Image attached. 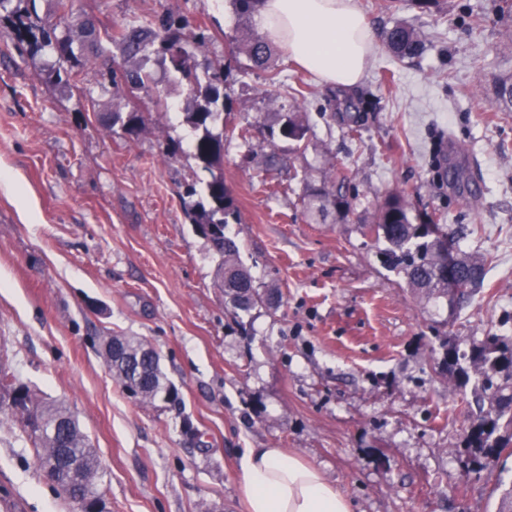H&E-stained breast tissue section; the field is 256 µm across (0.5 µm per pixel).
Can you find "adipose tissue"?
<instances>
[{
    "mask_svg": "<svg viewBox=\"0 0 512 512\" xmlns=\"http://www.w3.org/2000/svg\"><path fill=\"white\" fill-rule=\"evenodd\" d=\"M256 21L293 62L345 90L363 79L376 48L356 0H264ZM239 469L247 512H354L321 467L285 449H245Z\"/></svg>",
    "mask_w": 512,
    "mask_h": 512,
    "instance_id": "ef3b65f1",
    "label": "adipose tissue"
}]
</instances>
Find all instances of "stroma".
<instances>
[{
  "label": "stroma",
  "instance_id": "stroma-1",
  "mask_svg": "<svg viewBox=\"0 0 512 512\" xmlns=\"http://www.w3.org/2000/svg\"><path fill=\"white\" fill-rule=\"evenodd\" d=\"M358 5L378 47L353 89L319 83L279 47L267 67L233 69L224 86L219 171L239 214L226 234L256 285L282 294L278 309L238 324L214 286L218 258L184 212L185 182L211 179L193 155L185 85L151 58L168 110L127 135L106 121L125 107L123 89L102 87L91 69L75 85L50 82L68 61L31 52L0 10V174L14 184L0 189V364L78 419L106 512H245L247 448L324 467L356 512H498L512 487V455L467 467L466 395L435 368L439 334L512 336V112L492 109L512 49L494 0H447L432 14L410 0L384 12L374 0ZM36 9L60 36L88 20L100 29L157 12L187 19L207 29L193 52L200 71L232 38L260 32L230 0H72L63 17L52 0ZM401 20L423 33L421 56L387 51ZM274 80L284 90L271 96ZM302 83L306 148L270 144L288 87ZM244 127L246 145L231 136ZM303 170L305 184L293 178ZM340 172L351 212H307L305 185ZM400 189L413 223L460 228L459 248L490 260L482 290L456 312L384 270V241L359 231ZM108 334L155 348L179 404L127 396L99 353ZM2 500L17 512H81L44 481L17 422L0 412Z\"/></svg>",
  "mask_w": 512,
  "mask_h": 512
}]
</instances>
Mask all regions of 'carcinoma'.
Listing matches in <instances>:
<instances>
[{"instance_id":"1","label":"carcinoma","mask_w":512,"mask_h":512,"mask_svg":"<svg viewBox=\"0 0 512 512\" xmlns=\"http://www.w3.org/2000/svg\"><path fill=\"white\" fill-rule=\"evenodd\" d=\"M13 17L20 40L27 42L31 50L53 45L56 35L51 25L35 24L26 9L14 11ZM102 37L117 45L125 59L147 58L153 54L161 57L162 63L190 91L191 107L186 113V122L195 134V158L206 170L221 165L224 157V82L231 66L239 63L241 56L256 67L267 63L269 45L266 39L253 36L238 44L227 56L211 64L201 77L191 63V49L204 44L207 36L201 27H192L186 19H176L162 12L155 14L146 26L125 24L101 33L93 24L86 23L76 35L61 39L67 47L65 57L70 61V68L51 72L48 79L65 84L75 80L91 60L83 53L75 52L74 46L81 47L87 41L94 42ZM386 47L395 57L413 59L423 52L424 40L416 29L397 23L387 32ZM98 67L102 84L122 86L133 99L130 111L112 112V126L120 127L129 135L137 134L145 120L140 111L139 93L151 90V73L141 66H119L113 59L102 60ZM495 111L512 112V76L499 81ZM310 132L307 113L295 102L288 105L279 130H272L270 134L276 133L299 147ZM204 194L205 199H197V182L193 181L186 185L182 199L185 213L195 228L209 242H222L216 249L221 261L215 286L224 291V298L236 312H249L258 307L274 308L275 291L256 286L249 271L237 263L236 245L225 234L228 217L235 216V212L224 178L213 177L206 183ZM306 198L307 206L320 212L331 207L346 216L352 208L346 196L323 187H307ZM363 229L364 233L386 242L387 247L380 253L383 267L403 276L408 287L428 296L441 297L448 293V282L441 271L446 259L448 226L413 223L405 191L390 193ZM454 255L460 283L454 307L461 308L482 288L486 259L459 249ZM108 340L107 336L101 339L102 356L112 377L126 394L143 404L153 405L175 391L161 357L153 347L117 336L115 340L121 354L116 356L107 347ZM442 347L441 373L448 376L450 382L470 386L468 415L472 430L466 436V447L470 450L471 464L480 469L488 468L512 446V433H501L504 427L512 430V336L492 334L467 347L446 340ZM0 411L10 414L21 424L24 434L34 445L41 469L51 467L57 471L56 490L84 508L101 502L97 491L96 454L78 420L66 407L44 401L34 390L1 370ZM30 413L38 415V423L27 422Z\"/></svg>"}]
</instances>
